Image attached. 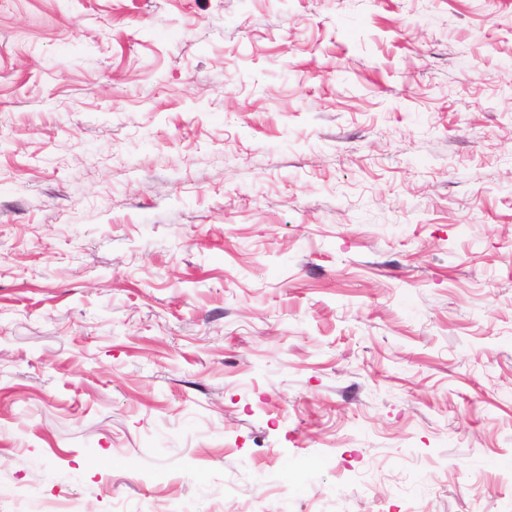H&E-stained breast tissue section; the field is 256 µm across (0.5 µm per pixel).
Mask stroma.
<instances>
[{
    "mask_svg": "<svg viewBox=\"0 0 512 512\" xmlns=\"http://www.w3.org/2000/svg\"><path fill=\"white\" fill-rule=\"evenodd\" d=\"M512 512V0H0V512Z\"/></svg>",
    "mask_w": 512,
    "mask_h": 512,
    "instance_id": "1",
    "label": "stroma"
}]
</instances>
